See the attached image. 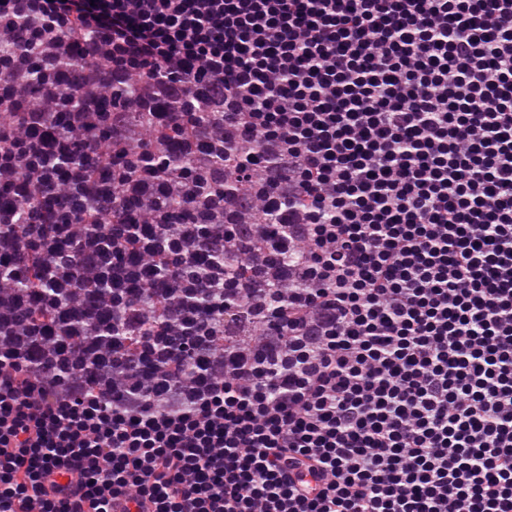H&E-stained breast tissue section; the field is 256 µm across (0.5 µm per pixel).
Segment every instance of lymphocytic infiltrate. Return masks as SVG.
<instances>
[{"mask_svg": "<svg viewBox=\"0 0 512 512\" xmlns=\"http://www.w3.org/2000/svg\"><path fill=\"white\" fill-rule=\"evenodd\" d=\"M0 113V512H512V0H0ZM3 285H8L25 298L34 293L50 290L48 284L38 281L30 272L17 268L8 259L0 258V286Z\"/></svg>", "mask_w": 512, "mask_h": 512, "instance_id": "1", "label": "lymphocytic infiltrate"}]
</instances>
